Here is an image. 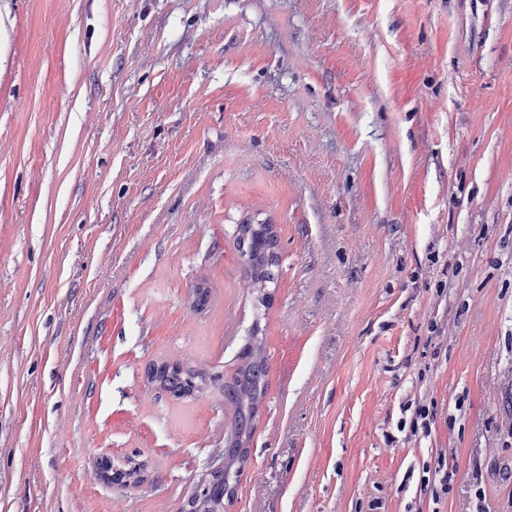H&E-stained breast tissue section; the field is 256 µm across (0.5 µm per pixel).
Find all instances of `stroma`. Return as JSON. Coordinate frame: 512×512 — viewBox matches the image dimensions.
Listing matches in <instances>:
<instances>
[{
    "label": "stroma",
    "mask_w": 512,
    "mask_h": 512,
    "mask_svg": "<svg viewBox=\"0 0 512 512\" xmlns=\"http://www.w3.org/2000/svg\"><path fill=\"white\" fill-rule=\"evenodd\" d=\"M256 325L224 512H512V0H0V512H181ZM237 246L243 260V270L252 288L257 291L262 307L271 300L267 291L275 283L274 268L278 265V238L273 224L248 218L239 224ZM259 331L256 325L240 353L239 366L224 381V403L231 411V430L224 439V466L211 467L200 479L183 512H224V498L234 494L268 387V362ZM146 375L150 383L168 392L176 400L201 396L208 388L207 377L202 369L179 361L150 363ZM97 470L100 477L110 483L132 486H136L139 483L136 470L114 467L110 460H102L97 463Z\"/></svg>",
    "instance_id": "35a3bbf8"
}]
</instances>
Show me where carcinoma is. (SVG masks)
<instances>
[{"mask_svg": "<svg viewBox=\"0 0 512 512\" xmlns=\"http://www.w3.org/2000/svg\"><path fill=\"white\" fill-rule=\"evenodd\" d=\"M237 246L243 270L258 303L266 306L271 300L267 288L275 283L274 268L278 265V238L273 224L248 218L239 225ZM210 288L200 283L190 294L195 309L209 304ZM254 327L251 340L240 353V364L224 381V403L231 411V430L224 439V465L211 468L198 482L183 512H224V499L234 494L241 467L247 460L250 439L260 406L268 387V362L263 339ZM146 375L150 383L179 400L201 396L208 388L203 370L179 361L153 362ZM101 478L110 482L135 486L139 483L134 469L115 467L109 460L97 463Z\"/></svg>", "mask_w": 512, "mask_h": 512, "instance_id": "cac0c4a2", "label": "carcinoma"}]
</instances>
